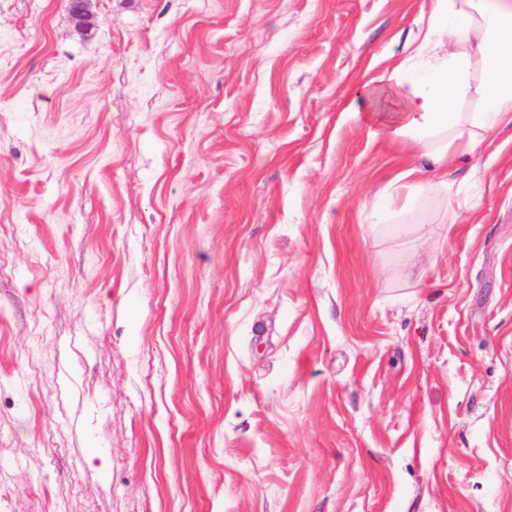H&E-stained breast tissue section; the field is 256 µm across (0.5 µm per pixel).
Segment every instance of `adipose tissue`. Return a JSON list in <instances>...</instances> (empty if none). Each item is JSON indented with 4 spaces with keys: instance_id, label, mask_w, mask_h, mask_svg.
I'll use <instances>...</instances> for the list:
<instances>
[{
    "instance_id": "obj_1",
    "label": "adipose tissue",
    "mask_w": 512,
    "mask_h": 512,
    "mask_svg": "<svg viewBox=\"0 0 512 512\" xmlns=\"http://www.w3.org/2000/svg\"><path fill=\"white\" fill-rule=\"evenodd\" d=\"M368 88L391 104L372 117L379 134L423 143L438 174L410 191L447 188L450 152H472L512 123V0H433L408 57Z\"/></svg>"
}]
</instances>
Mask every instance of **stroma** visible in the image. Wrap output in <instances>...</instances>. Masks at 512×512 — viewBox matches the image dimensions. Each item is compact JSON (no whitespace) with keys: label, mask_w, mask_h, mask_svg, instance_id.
Here are the masks:
<instances>
[{"label":"stroma","mask_w":512,"mask_h":512,"mask_svg":"<svg viewBox=\"0 0 512 512\" xmlns=\"http://www.w3.org/2000/svg\"><path fill=\"white\" fill-rule=\"evenodd\" d=\"M432 5L0 0V512H512V125L375 199Z\"/></svg>","instance_id":"1"}]
</instances>
